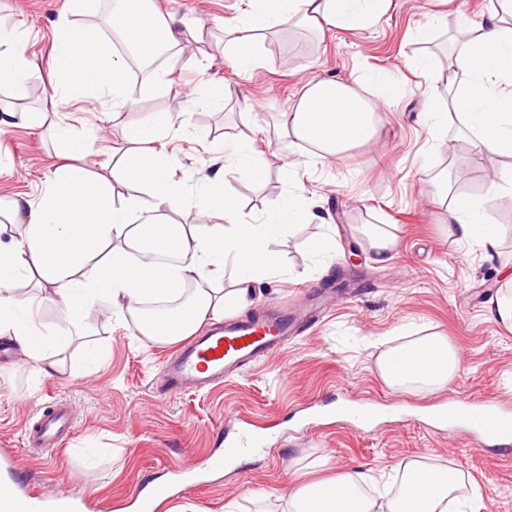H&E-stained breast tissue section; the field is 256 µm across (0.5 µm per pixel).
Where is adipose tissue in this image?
<instances>
[{"mask_svg":"<svg viewBox=\"0 0 512 512\" xmlns=\"http://www.w3.org/2000/svg\"><path fill=\"white\" fill-rule=\"evenodd\" d=\"M385 0H250L231 44L236 65L260 66L257 39L275 24L294 20L318 29L347 28L375 16ZM101 0H64L54 30L52 69L60 96L75 92L90 99L110 95L127 103L126 61L110 41L119 36L138 58L152 62L160 47H174L179 32L152 0H118L107 29L79 25L97 14ZM459 35L454 66L470 77L453 96L475 151L512 156V0H501L486 20L469 24L449 16ZM19 26L0 25V84L16 91L39 77L26 56ZM376 108L351 87L323 80L309 84L289 104L284 128L289 139L317 147L325 160L376 141L381 133ZM172 127V115L156 112L124 130L134 151L111 178H91L80 166H60L38 201L0 202V344L21 352L34 377L55 370V358L72 343V332L39 327L43 304L61 306L74 329L100 299L135 314L141 336L173 344L194 336L225 311L244 308L251 290L275 277L279 260L274 243L304 220L315 219L317 204L288 191L256 223L243 221L236 200L224 189V172L203 175V207L219 216L216 224L174 220L183 209V192L173 181L159 146ZM142 185L155 200L146 209L132 198H116L115 184ZM480 198H455L448 207V232L457 240L494 250L496 225L484 216ZM235 273L234 288L220 293L213 283L225 268ZM37 292L19 291L21 279ZM456 348L431 334L391 348L378 359L385 384L396 391L438 388L458 368ZM395 492L366 494L370 477L343 474L296 485L282 498L280 512H452L461 506V475L421 460L400 464Z\"/></svg>","mask_w":512,"mask_h":512,"instance_id":"1","label":"adipose tissue"}]
</instances>
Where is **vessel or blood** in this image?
Returning a JSON list of instances; mask_svg holds the SVG:
<instances>
[{
	"label": "vessel or blood",
	"instance_id": "b4317fda",
	"mask_svg": "<svg viewBox=\"0 0 512 512\" xmlns=\"http://www.w3.org/2000/svg\"><path fill=\"white\" fill-rule=\"evenodd\" d=\"M294 330L288 314H274L256 321L225 322L223 328L192 338L163 364L168 390L205 389L223 382L226 376L267 358L284 345ZM441 413L455 417L466 425L468 433L491 439L502 445L512 444V413L495 402L480 397L459 398L441 406ZM71 428L66 406L58 405L44 414L30 431V440L42 448L60 446ZM262 438L240 432L225 437L223 450L211 456L208 467L219 471L245 452L261 448ZM78 506L68 497L45 500L37 496L22 497L16 492L0 496V512H77Z\"/></svg>",
	"mask_w": 512,
	"mask_h": 512
}]
</instances>
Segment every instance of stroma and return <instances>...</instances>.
I'll return each mask as SVG.
<instances>
[{
  "label": "stroma",
  "instance_id": "35a3bbf8",
  "mask_svg": "<svg viewBox=\"0 0 512 512\" xmlns=\"http://www.w3.org/2000/svg\"><path fill=\"white\" fill-rule=\"evenodd\" d=\"M158 10L194 22V39L181 41L144 78L127 80L129 103L115 109L72 95L53 110L55 89L48 75L54 25L64 0H0V20L21 23L25 52L42 71L24 94L0 86V100L39 111V126L19 125L0 134V198L39 200L62 150L56 126L99 131L84 166L111 176L129 152L127 123L153 112H171L175 126L163 150L185 190L187 220L199 214L200 177L214 173L232 146L242 144L265 160L255 179L227 174L224 186L245 218L256 221L289 185H296L327 211L325 221L297 225L276 246L282 266L300 263L307 244L336 239L328 265L311 264L310 275H283L255 289L242 319L261 305L308 308L312 292L334 289L338 301L305 332L265 360L217 387L169 394L161 368L171 345L141 336L133 318L109 300L88 309V340H74L62 365L33 382L15 350L0 345V459L40 496L65 491L87 500L91 512H133L131 503L160 476L188 484L155 512H280L274 491H288L297 472L321 478L358 470L378 483L389 481L399 462L421 459L461 471L466 489L476 490L474 512H512V451L477 446L457 428L439 425L427 412L451 397L482 396L512 408V326L490 312L497 297L512 295L499 275L512 267V196L489 195V182L512 168V156L475 154L459 119L434 133L419 114L429 94L450 96L466 74L451 69V31L443 18L461 10L481 21L489 0H391L372 22L324 33H298L278 25L258 39L263 67L240 71L224 46L248 0H154ZM431 69L413 68L417 58ZM389 77L385 86L373 75ZM342 82L379 110V139L332 161L316 149L283 136V113L311 81ZM485 200L490 223L500 229L493 254L448 233L449 196ZM397 237L394 257L376 263L370 228ZM415 336H446L462 354L450 382L432 391H395L380 376L379 356L398 344L401 329ZM104 346L108 359L83 370L84 343ZM373 400L394 408L392 417L356 432L333 415L336 403ZM66 404L75 421L62 448L30 447L31 425L55 404ZM251 423L270 437L248 461L218 473L204 466L224 437L227 419Z\"/></svg>",
  "mask_w": 512,
  "mask_h": 512
}]
</instances>
